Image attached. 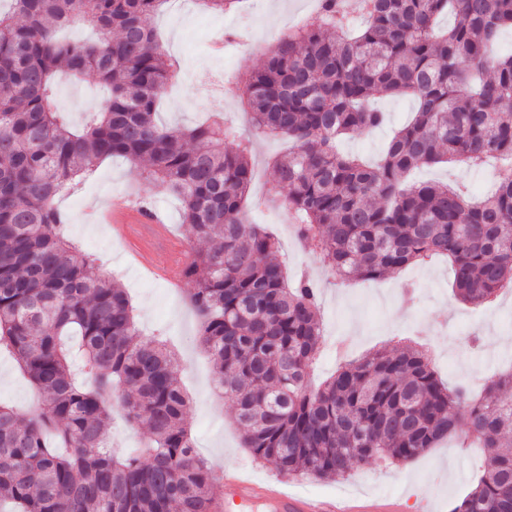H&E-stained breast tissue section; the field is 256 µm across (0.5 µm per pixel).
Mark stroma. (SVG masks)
Returning <instances> with one entry per match:
<instances>
[{"mask_svg": "<svg viewBox=\"0 0 512 512\" xmlns=\"http://www.w3.org/2000/svg\"><path fill=\"white\" fill-rule=\"evenodd\" d=\"M318 0H264L254 7L223 13L204 10L198 0H166L150 21L158 38L179 64L175 83L169 84L157 120L166 126L190 127L214 111L242 132H249L247 109L237 94L247 75L259 67L265 51L288 28L310 19ZM107 91L94 77L76 81L59 78L56 105L69 121L82 125L100 109ZM374 105L388 115L385 126L346 138L344 151L377 159L392 132L412 116L414 103L405 97L376 96ZM288 147L281 137L252 138L253 181L244 204L248 223L258 225L279 243L288 276L309 271L320 286L322 344L308 380L319 385L339 364L337 345L346 355L360 358L376 349L413 343L428 350L432 366L449 386L478 382L512 367V294L504 292L480 305L460 301L454 291L451 266L444 257L387 274L378 281H339L329 277L319 256L305 254L297 243L285 193L275 182L272 160ZM484 167L444 163L416 170V182H461L469 192L488 191ZM121 202L161 211L183 257L192 242L181 220V204L166 187L142 178L137 167L122 157L100 161L56 206L66 216L62 234L94 255L99 273L127 289L142 338H159L177 357L182 385L190 399L186 426L201 456L234 467L268 483L271 489L299 490L315 498L346 501L358 497L405 500L407 512H422L429 504L439 512L444 504L461 499L471 488L483 456L473 439L450 437L425 455L403 466L370 465L336 481L288 478L256 461L240 444L235 409L213 384L208 354L199 344V321L187 295V280L171 284L163 277L168 255L157 249L140 263L144 239L140 230L122 233L103 216L105 207ZM478 334L477 351L464 340ZM0 401L27 414L37 405L34 388L20 375L8 354L0 355Z\"/></svg>", "mask_w": 512, "mask_h": 512, "instance_id": "1", "label": "stroma"}]
</instances>
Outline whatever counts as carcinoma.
I'll return each mask as SVG.
<instances>
[{
  "label": "carcinoma",
  "instance_id": "obj_1",
  "mask_svg": "<svg viewBox=\"0 0 512 512\" xmlns=\"http://www.w3.org/2000/svg\"><path fill=\"white\" fill-rule=\"evenodd\" d=\"M166 0H11L0 11V349L39 395L34 413L0 403V512H216L211 465L185 426L190 398L167 347L139 338L129 295L61 233L56 199L97 162L142 164L208 244L184 269L214 382L236 407L244 447L288 477L329 480L377 461L405 465L457 433L486 448L453 512H512V372L482 397L450 388L413 346L379 349L312 389L321 338L314 283L285 282L277 241L246 221L250 140L218 115L190 128L156 121L174 64L150 26ZM270 47L240 89L253 131L286 136L273 165L303 247L341 279L374 281L447 256L464 302L512 284V171L473 202L461 186L409 185L443 162H512V0H369L354 35L342 0ZM453 24L438 28L439 17ZM83 20L99 33L60 32ZM92 75L103 107L76 129L56 78ZM415 101L382 159L340 140L382 126L375 94ZM120 409L149 439L119 454Z\"/></svg>",
  "mask_w": 512,
  "mask_h": 512
}]
</instances>
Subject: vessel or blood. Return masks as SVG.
Returning <instances> with one entry per match:
<instances>
[{"instance_id":"vessel-or-blood-1","label":"vessel or blood","mask_w":512,"mask_h":512,"mask_svg":"<svg viewBox=\"0 0 512 512\" xmlns=\"http://www.w3.org/2000/svg\"><path fill=\"white\" fill-rule=\"evenodd\" d=\"M112 222L121 229L130 224H144L156 229L162 219L156 212L117 203L112 209ZM220 482L224 487V512H250L258 503L268 504L272 512H336L335 500H315L285 489L273 492L263 482L237 472H222Z\"/></svg>"}]
</instances>
